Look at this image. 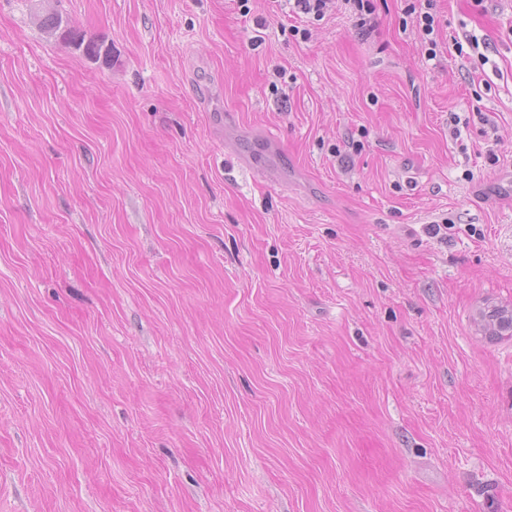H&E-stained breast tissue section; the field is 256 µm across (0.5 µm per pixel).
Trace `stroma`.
Wrapping results in <instances>:
<instances>
[{"mask_svg":"<svg viewBox=\"0 0 512 512\" xmlns=\"http://www.w3.org/2000/svg\"><path fill=\"white\" fill-rule=\"evenodd\" d=\"M372 4L0 0V512H512V0ZM287 2L288 17L299 24H290L288 30L292 36L300 35L303 39L308 37L310 30L307 28L308 25L301 23L321 21L328 11L337 9L336 3L339 2L341 4L338 10L344 8V12H349V15L355 19L354 27L357 30L368 32L376 26L374 18L371 17L374 12L371 0H287ZM408 3L403 10L405 19L402 21L403 27H408V18L410 24L414 27L421 43L425 46V52L430 60L437 57V48L439 47L437 37L440 26V20L435 11V0H406ZM37 22L41 30L49 37L57 38L73 44L82 52L94 58H108L110 51L104 48L103 43L94 40H85V36L76 28L71 27L67 20L59 14L37 15ZM479 317L485 336L494 338L503 332L512 333V309L507 306L487 304L479 311Z\"/></svg>","mask_w":512,"mask_h":512,"instance_id":"35a3bbf8","label":"stroma"}]
</instances>
